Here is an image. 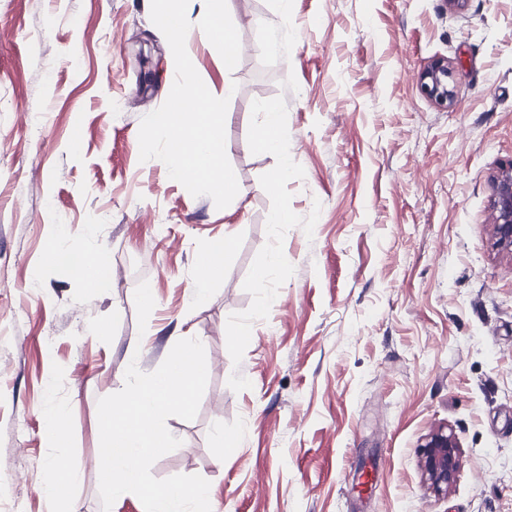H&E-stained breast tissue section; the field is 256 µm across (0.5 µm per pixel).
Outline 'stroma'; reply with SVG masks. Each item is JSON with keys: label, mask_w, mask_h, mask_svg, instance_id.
<instances>
[{"label": "stroma", "mask_w": 512, "mask_h": 512, "mask_svg": "<svg viewBox=\"0 0 512 512\" xmlns=\"http://www.w3.org/2000/svg\"><path fill=\"white\" fill-rule=\"evenodd\" d=\"M187 16L208 90L235 87L244 194L221 210L139 159L175 79L150 0H0V480L18 492L0 512H103L99 398L192 337L208 384L195 419H167L182 444L151 473L201 475L211 512H512V252L492 212L512 162V0H224L230 70L207 0ZM143 39L162 56L151 86ZM437 59L447 106L418 86ZM267 103L288 134L276 152L254 146ZM67 254L112 288L88 293ZM441 426L461 466L436 495L418 447ZM59 461L79 478L45 494ZM211 9H210V20L207 28L208 36L213 40L224 43L223 37L214 32L223 31L233 33L234 30L231 26L227 25L224 21V2L222 0H211ZM229 46H235L236 40L234 37H230L228 39ZM226 43H224V67L225 69H231L235 66V62L233 61L234 51L231 50Z\"/></svg>", "instance_id": "obj_1"}]
</instances>
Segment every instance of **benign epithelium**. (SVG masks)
Listing matches in <instances>:
<instances>
[{"mask_svg": "<svg viewBox=\"0 0 512 512\" xmlns=\"http://www.w3.org/2000/svg\"><path fill=\"white\" fill-rule=\"evenodd\" d=\"M448 62L437 59L420 74V89L441 105L454 101V88L448 82ZM493 232L496 245L512 250V162L498 174L492 202ZM419 466L430 490L437 494L448 492L459 471L456 435L442 427L430 432L419 450Z\"/></svg>", "mask_w": 512, "mask_h": 512, "instance_id": "benign-epithelium-1", "label": "benign epithelium"}]
</instances>
